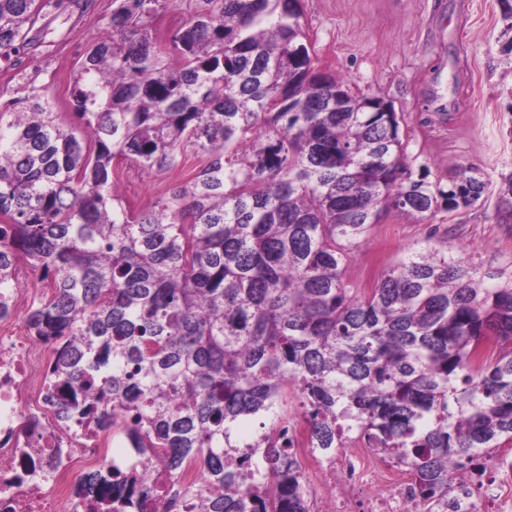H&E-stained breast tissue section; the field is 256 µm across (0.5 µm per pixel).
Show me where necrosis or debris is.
<instances>
[{"label":"necrosis or debris","instance_id":"obj_1","mask_svg":"<svg viewBox=\"0 0 512 512\" xmlns=\"http://www.w3.org/2000/svg\"><path fill=\"white\" fill-rule=\"evenodd\" d=\"M28 278L20 269L0 315V512H106L117 431L66 415L67 396L48 379L52 347L27 325L28 310L44 297L43 289L27 287ZM288 427L324 512H421L410 477L391 462L371 461L357 438L324 455L310 447L303 422L292 418ZM510 482L505 458L482 481L456 479L448 512H512V495L501 492Z\"/></svg>","mask_w":512,"mask_h":512}]
</instances>
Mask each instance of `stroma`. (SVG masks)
Returning a JSON list of instances; mask_svg holds the SVG:
<instances>
[{
  "label": "stroma",
  "instance_id": "stroma-1",
  "mask_svg": "<svg viewBox=\"0 0 512 512\" xmlns=\"http://www.w3.org/2000/svg\"><path fill=\"white\" fill-rule=\"evenodd\" d=\"M301 25L315 67L360 95H376L402 114L413 174L447 188L459 173L482 179L475 206L424 218L381 213L346 279L363 285L408 252L447 242L480 269L512 271V214L501 197L512 184V0H300ZM112 0H89L38 20L39 40L22 65L0 56V103L23 96L18 69L46 88L63 120L83 54L104 32ZM201 164L187 155L167 173L129 161L112 178L127 207L139 211L185 184Z\"/></svg>",
  "mask_w": 512,
  "mask_h": 512
}]
</instances>
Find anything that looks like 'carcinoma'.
<instances>
[{
	"label": "carcinoma",
	"mask_w": 512,
	"mask_h": 512,
	"mask_svg": "<svg viewBox=\"0 0 512 512\" xmlns=\"http://www.w3.org/2000/svg\"><path fill=\"white\" fill-rule=\"evenodd\" d=\"M196 2L164 40L169 0H112L70 92L81 126L35 87L0 109V289L21 260L36 272L51 295L27 320L65 339L51 375L68 413H125L171 480L196 465L202 512H310L290 392L311 447L355 434L442 512L458 474L512 442V275L436 248L368 290L344 272L382 210L471 207L485 183L412 178L403 117L336 100L292 0ZM76 3L0 0V54ZM189 152L206 157L189 182L126 208L114 162L164 173ZM112 488L154 492L135 468Z\"/></svg>",
	"instance_id": "1"
}]
</instances>
